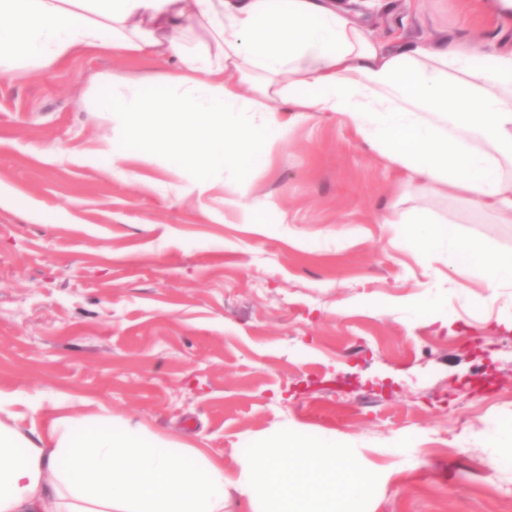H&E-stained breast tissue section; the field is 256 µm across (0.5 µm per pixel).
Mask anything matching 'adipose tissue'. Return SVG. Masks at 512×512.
<instances>
[{
    "label": "adipose tissue",
    "mask_w": 512,
    "mask_h": 512,
    "mask_svg": "<svg viewBox=\"0 0 512 512\" xmlns=\"http://www.w3.org/2000/svg\"><path fill=\"white\" fill-rule=\"evenodd\" d=\"M91 51L168 62L147 78L98 76L97 94L119 125L114 157H163L194 172L197 195L213 173L245 177L309 113L330 112L433 193L459 191L512 222V50H391L340 0H0L1 72ZM383 221L481 277L485 306L512 285V251L395 211ZM350 454L336 436L289 432L240 455L230 481L222 459L119 418L61 416L33 437L0 421V512H225L230 486L251 512H361L374 473Z\"/></svg>",
    "instance_id": "adipose-tissue-1"
}]
</instances>
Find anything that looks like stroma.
Listing matches in <instances>:
<instances>
[{
	"label": "stroma",
	"instance_id": "stroma-1",
	"mask_svg": "<svg viewBox=\"0 0 512 512\" xmlns=\"http://www.w3.org/2000/svg\"><path fill=\"white\" fill-rule=\"evenodd\" d=\"M374 38L512 49L491 0H349ZM154 60L88 52L0 74V406L26 434L112 416L223 459L283 433L336 435L377 480L365 512H512V288L494 307L444 253L398 243V211L512 250L475 213L314 112L238 185L110 153L93 79ZM254 206L240 223L224 195ZM453 290V318L412 307Z\"/></svg>",
	"mask_w": 512,
	"mask_h": 512
}]
</instances>
